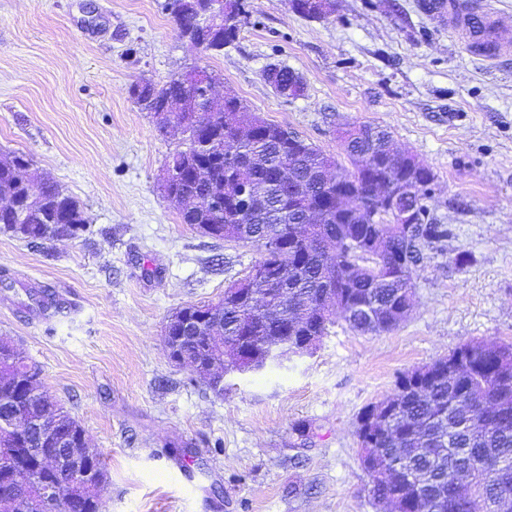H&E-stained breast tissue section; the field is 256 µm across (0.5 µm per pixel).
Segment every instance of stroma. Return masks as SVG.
<instances>
[{"label": "stroma", "instance_id": "obj_1", "mask_svg": "<svg viewBox=\"0 0 512 512\" xmlns=\"http://www.w3.org/2000/svg\"><path fill=\"white\" fill-rule=\"evenodd\" d=\"M420 3L335 0L315 20L248 0L237 40L209 54L179 35L168 0H0V154L29 155L91 223L40 245L0 233V337L101 452L109 512H387L358 457L362 410L464 343L512 342V56L487 66ZM271 65L297 73L302 94L277 95ZM196 66L345 169L340 126L388 127L433 170L430 216L453 231L424 248L394 330L336 319L311 354L227 378L220 396L170 361L163 327L261 253L181 223L161 191L180 136L131 94ZM42 290L61 307L40 317Z\"/></svg>", "mask_w": 512, "mask_h": 512}]
</instances>
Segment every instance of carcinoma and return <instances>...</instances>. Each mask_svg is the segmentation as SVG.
Segmentation results:
<instances>
[{
  "instance_id": "1",
  "label": "carcinoma",
  "mask_w": 512,
  "mask_h": 512,
  "mask_svg": "<svg viewBox=\"0 0 512 512\" xmlns=\"http://www.w3.org/2000/svg\"><path fill=\"white\" fill-rule=\"evenodd\" d=\"M222 2L225 20L233 23L212 37L201 11L171 0L180 35L201 37L209 51H223L238 37L247 11L245 0ZM290 2L307 18L333 11L329 2ZM264 76L284 97L303 92L302 79L286 67L267 69ZM132 94L144 110L166 105L186 123L182 146L166 161V168L178 172L173 191L228 196L240 184L252 191L243 215L235 208L216 214L203 200L192 208L180 205L182 223L202 234L262 250L254 278L232 282L216 302L182 307L190 317L206 319L205 338L191 346L186 360L204 366L198 376L209 372L208 361L224 355L229 336L238 351L261 356L263 342L327 335L333 324L326 311L331 293L336 311L358 333L389 332L400 323L397 310L412 306V274L422 249L447 241L452 229L435 223L426 208L408 237L394 231V217L386 211L372 208L355 216V202L381 194L395 181H406L422 198L434 185L430 167L414 168V155L405 158L394 150L388 129L359 125L357 137L344 143L353 171L335 179L330 175L338 168L334 157L300 137L288 141L287 129L249 112L234 96L211 95L195 108L177 77L161 85L137 84ZM28 163L21 152L0 161V197L22 201L17 210L0 212V232L32 244L89 231L84 211L53 181H39L37 196L28 201L30 188L21 172ZM450 357L457 362L434 361L429 378L415 379V369L398 378L392 398L397 411L378 426L373 442L357 428L359 450L376 448L387 470L394 464L400 468L377 480L372 497L400 512H478L468 504L505 499L512 512V343L469 342ZM39 376L36 364L0 339V484L14 475L28 482L22 512H42L41 495L24 467L31 459L51 456L54 442L18 444L22 424L14 408L20 407L31 419L50 417L79 454L40 472L42 481L53 482L73 469L97 476L90 482L70 478L62 486L58 512H107L98 489V482L107 480L105 463L98 451H85L84 428L40 389Z\"/></svg>"
}]
</instances>
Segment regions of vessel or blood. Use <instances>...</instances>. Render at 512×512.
Here are the masks:
<instances>
[{"label": "vessel or blood", "instance_id": "1", "mask_svg": "<svg viewBox=\"0 0 512 512\" xmlns=\"http://www.w3.org/2000/svg\"><path fill=\"white\" fill-rule=\"evenodd\" d=\"M436 19L456 29L466 49L487 64H497L512 52V40L506 36L512 27L486 0H450L447 13Z\"/></svg>", "mask_w": 512, "mask_h": 512}]
</instances>
